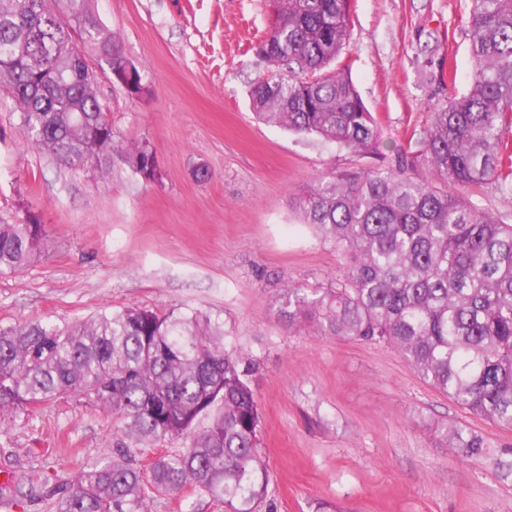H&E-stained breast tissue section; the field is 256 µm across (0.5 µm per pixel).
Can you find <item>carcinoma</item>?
I'll return each instance as SVG.
<instances>
[{"instance_id": "cac0c4a2", "label": "carcinoma", "mask_w": 512, "mask_h": 512, "mask_svg": "<svg viewBox=\"0 0 512 512\" xmlns=\"http://www.w3.org/2000/svg\"><path fill=\"white\" fill-rule=\"evenodd\" d=\"M276 17L256 54L279 70L252 88L268 123L315 136L359 156L378 155V123L343 71L328 72L351 25L349 0H276ZM472 68L460 96L431 112L423 148L354 176L325 173L299 205L304 221L348 259L336 286L285 285L280 313L315 320L325 336L393 347L448 399L512 431V224L478 208L463 190H512V0H471ZM78 39L106 62L118 40L88 0H0V87L19 111L32 146L79 170L104 171L89 128L103 138V105ZM137 172L154 159L132 149ZM443 187L433 185V181ZM44 225L34 215L0 224V269L27 267ZM254 364L225 345L224 322L200 310L160 314L126 307L62 326H0V428L31 408L74 397L112 416V450L71 481L46 470L12 473L0 507L15 494L51 499L55 512H152L154 500L188 485L225 512H259L268 497L258 454L261 417ZM445 434L469 458L512 469V444L450 425ZM182 443L149 467L142 445Z\"/></svg>"}]
</instances>
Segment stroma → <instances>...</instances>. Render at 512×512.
Instances as JSON below:
<instances>
[{
  "instance_id": "35a3bbf8",
  "label": "stroma",
  "mask_w": 512,
  "mask_h": 512,
  "mask_svg": "<svg viewBox=\"0 0 512 512\" xmlns=\"http://www.w3.org/2000/svg\"><path fill=\"white\" fill-rule=\"evenodd\" d=\"M145 93L131 97L95 53L86 63L112 124L106 174L58 164L29 146L13 105L0 107V224L36 215L44 246L0 271V325L87 321L139 306L206 310L255 364L261 512H512V473L459 455L443 423L503 431L422 381L392 347L288 325L283 283L327 287L340 251L304 225L300 201L324 173L374 165L336 144L256 117L253 83L271 66L255 44L275 0H92ZM337 59L378 119L379 151L421 149L433 107L466 87L468 0H350ZM153 149L161 178L128 162ZM111 415L73 398L40 405L0 434V471L54 469L73 479L112 443Z\"/></svg>"
}]
</instances>
